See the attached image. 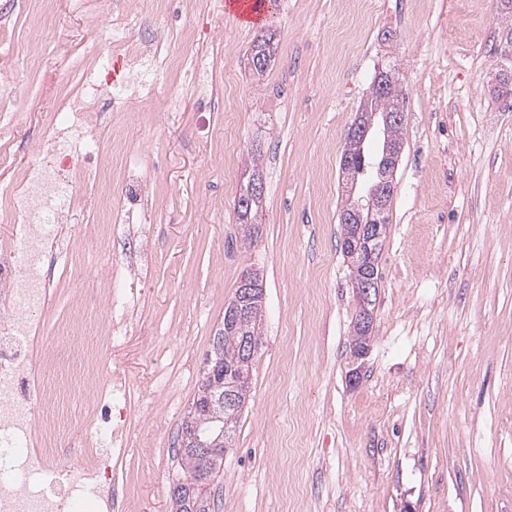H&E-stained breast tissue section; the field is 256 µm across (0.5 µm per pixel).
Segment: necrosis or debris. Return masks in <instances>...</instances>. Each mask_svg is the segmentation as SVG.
Masks as SVG:
<instances>
[{"label": "necrosis or debris", "instance_id": "4bbe7bcc", "mask_svg": "<svg viewBox=\"0 0 512 512\" xmlns=\"http://www.w3.org/2000/svg\"><path fill=\"white\" fill-rule=\"evenodd\" d=\"M101 39L90 60L67 74L58 109L44 118L36 164L0 187V223L10 227L0 240V512H84L111 501L107 469L130 446L112 420L126 402V378L116 371L100 381L94 351L95 342L128 333L111 291L85 282L65 348L33 352L31 317L54 294L45 262L61 256L64 226L83 197L98 210L91 234L107 244L130 248L125 226L140 215L138 178L120 170L124 191L113 197L98 145L112 134L106 114L152 96L156 59L119 25L103 24ZM78 401L80 414L71 410Z\"/></svg>", "mask_w": 512, "mask_h": 512}]
</instances>
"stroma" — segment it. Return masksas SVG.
<instances>
[{"mask_svg": "<svg viewBox=\"0 0 512 512\" xmlns=\"http://www.w3.org/2000/svg\"><path fill=\"white\" fill-rule=\"evenodd\" d=\"M98 15L99 0L49 11L0 0V75L25 99L0 182L32 161ZM148 33L164 41L155 100L112 115L148 185V266L133 274L121 251L87 242L94 215L78 212L73 257L50 266L55 295L37 317L60 347L78 276L145 294L133 330L101 347L104 375L129 382L121 423L133 446L112 468L131 505L85 512H172L177 435L248 268L264 279L262 344L211 512H512V90L495 80L512 73V14L497 0H269L250 25L225 0H156L127 31ZM265 33L277 51L257 77L248 50ZM189 49L213 66L205 106L175 90L172 62ZM382 69L404 93L403 150L352 386L339 158ZM254 163L264 197L252 244L234 204Z\"/></svg>", "mask_w": 512, "mask_h": 512, "instance_id": "35a3bbf8", "label": "stroma"}]
</instances>
